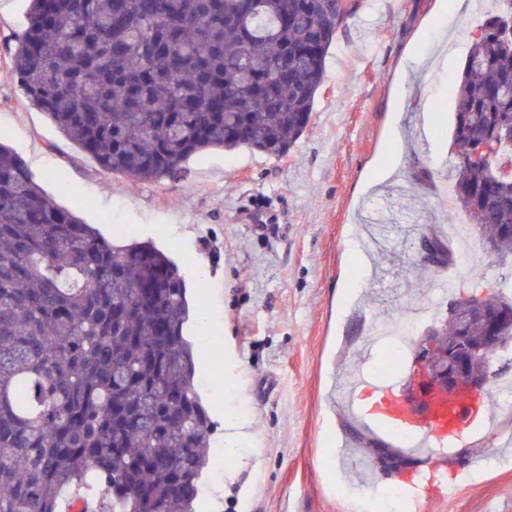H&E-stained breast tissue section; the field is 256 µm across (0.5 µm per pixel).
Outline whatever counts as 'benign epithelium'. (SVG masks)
I'll use <instances>...</instances> for the list:
<instances>
[{
    "mask_svg": "<svg viewBox=\"0 0 512 512\" xmlns=\"http://www.w3.org/2000/svg\"><path fill=\"white\" fill-rule=\"evenodd\" d=\"M455 328L446 336L427 333L416 342L412 368L401 392H388L382 399L385 412L396 422L411 426L420 419L436 423L439 437L451 441L462 421L453 408L460 400H469V415L479 413L480 394L488 374L472 368L474 362L512 342V314L495 309L485 316L486 336L476 342L467 336L468 322L457 308L450 311ZM376 465L384 473L401 475L409 467L404 459L392 460L379 453Z\"/></svg>",
    "mask_w": 512,
    "mask_h": 512,
    "instance_id": "1",
    "label": "benign epithelium"
}]
</instances>
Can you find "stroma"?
Here are the masks:
<instances>
[{"label":"stroma","instance_id":"35a3bbf8","mask_svg":"<svg viewBox=\"0 0 512 512\" xmlns=\"http://www.w3.org/2000/svg\"><path fill=\"white\" fill-rule=\"evenodd\" d=\"M0 13V143L27 164L59 206L117 245L151 242L180 268L191 306L185 336L218 341L195 384L214 423L208 473L220 501L200 512H384L401 476L377 489L354 474L366 455L351 429L369 432L342 395L350 366L368 369L387 351L374 324L399 322L410 299L432 319L450 298L512 276L474 228L455 230L440 188L455 153L452 96L468 34L497 0H349L326 59L312 119L286 156L247 147L207 150L183 170L135 183L101 168L29 103L11 69L29 0ZM392 176H384L387 167ZM387 210V244L377 249L358 222ZM440 225L454 248L452 270L422 271L412 229ZM491 389L481 443L463 433L439 462L454 480L423 512H512V394ZM249 420L250 435L224 441V417Z\"/></svg>","mask_w":512,"mask_h":512}]
</instances>
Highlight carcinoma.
<instances>
[{
    "mask_svg": "<svg viewBox=\"0 0 512 512\" xmlns=\"http://www.w3.org/2000/svg\"><path fill=\"white\" fill-rule=\"evenodd\" d=\"M31 0L12 68L30 101L105 170L155 182L193 155L283 157L324 84L346 0ZM481 18L456 87L454 206L512 256V173L473 156L512 129V0ZM453 259L434 230L421 233ZM468 335L512 283L465 297ZM186 283L149 242L117 247L0 144V512H197L214 425L184 340Z\"/></svg>",
    "mask_w": 512,
    "mask_h": 512,
    "instance_id": "1",
    "label": "carcinoma"
}]
</instances>
